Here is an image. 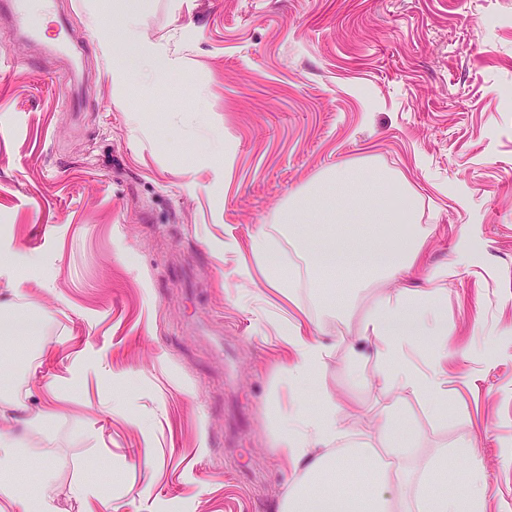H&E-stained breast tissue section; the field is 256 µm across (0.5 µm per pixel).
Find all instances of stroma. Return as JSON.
Listing matches in <instances>:
<instances>
[{
	"label": "stroma",
	"mask_w": 512,
	"mask_h": 512,
	"mask_svg": "<svg viewBox=\"0 0 512 512\" xmlns=\"http://www.w3.org/2000/svg\"><path fill=\"white\" fill-rule=\"evenodd\" d=\"M136 2L172 61L157 90L132 58L113 77L96 31L120 22L111 0H56L33 39L0 18V254L37 259L0 266V315L36 337L0 336V412L12 398L58 411L16 479L34 487L53 468L58 512H281L304 474L281 460L268 409L332 401L379 451L374 420L395 414L414 435L412 483L423 460L477 464L486 512H512V0ZM366 158L417 198V222L392 227L425 238L414 292L445 273L437 414L377 386L362 335L401 281L334 310L281 232L293 194ZM260 236L287 259L291 296L238 276ZM298 319L327 351L305 391L279 338ZM81 483L99 496L76 497Z\"/></svg>",
	"instance_id": "obj_1"
}]
</instances>
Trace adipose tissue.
Listing matches in <instances>:
<instances>
[{
  "label": "adipose tissue",
  "instance_id": "1",
  "mask_svg": "<svg viewBox=\"0 0 512 512\" xmlns=\"http://www.w3.org/2000/svg\"><path fill=\"white\" fill-rule=\"evenodd\" d=\"M114 4L122 23L113 29L111 39L104 44L105 50L136 47L144 80H160L168 70V61L141 42L131 0H114ZM389 185L397 188L401 182L392 174L375 172L368 162H351L327 174L314 192L292 199L287 208V230L310 253L316 270L343 267L340 280L351 287L364 276L380 274L396 280L418 270L422 240L407 239L398 244L381 230L382 225L411 222L417 217L416 205H408L401 211L387 205L385 188ZM306 224L317 225V232L304 233L302 227ZM363 333L378 339L382 345L386 362L377 372L380 388L397 385L409 388L428 397L432 405H439L446 376L443 366L435 360L428 371L421 372L402 356L404 344L421 340L426 341L435 356L442 350L448 325L439 309L437 293L418 300L402 289L379 297L364 319ZM281 338L294 356L288 381L303 386L320 371L325 350L312 337L303 335L297 323L283 326ZM56 416L55 409L49 407L35 418L21 414L12 418L9 425L0 426L1 474H8L22 454L16 428L42 432ZM343 435L335 404H326L315 415L298 404L288 410L277 445L292 470L311 472L312 477L286 493L282 512H397L396 501L386 490L408 485L401 455L392 452L388 457L378 458L371 449L355 448V456L364 463V477L353 481L341 457L327 458L317 452L318 447L340 440ZM419 467L426 483L418 497L417 512H484L478 470L470 471V489L466 494L451 496L433 490L431 484L441 477L457 483L456 474L428 460L420 462Z\"/></svg>",
  "mask_w": 512,
  "mask_h": 512
}]
</instances>
